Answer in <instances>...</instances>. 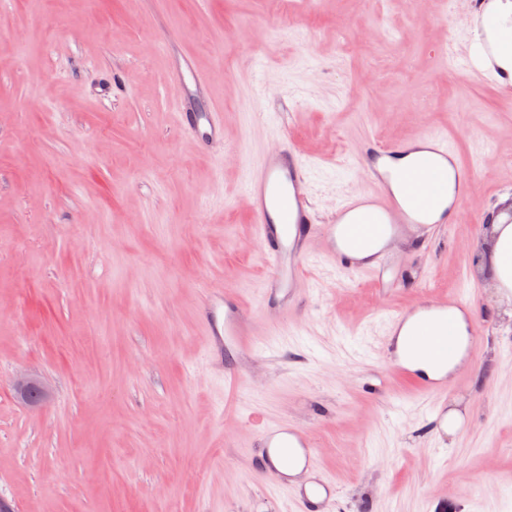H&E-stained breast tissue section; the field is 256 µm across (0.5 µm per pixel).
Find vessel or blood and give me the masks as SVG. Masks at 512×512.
Here are the masks:
<instances>
[{
	"mask_svg": "<svg viewBox=\"0 0 512 512\" xmlns=\"http://www.w3.org/2000/svg\"><path fill=\"white\" fill-rule=\"evenodd\" d=\"M171 74L178 87L175 106L180 125L188 127L196 139L223 142V112L193 109L197 99L208 95V74L200 70L192 55L184 50L174 53ZM419 145L423 150L418 153L415 145L409 143H365L360 160L369 186L347 197L329 224L315 221L304 192L306 169L295 145L287 137H280L249 165L244 200L257 226V242L273 266L263 296L266 309L287 313L293 300L291 286L294 279L303 274V260L312 239L317 236L323 240L320 254L326 260L345 272L371 277L376 285H383L388 271L385 256L376 253L362 260L355 257L353 251L364 245L370 236L397 231L402 224L421 223L423 217L438 206V192L431 177L439 163L446 162L452 167L454 200L466 197L469 170L458 161L448 136L431 132L421 138ZM412 152L419 155L417 166L394 173L389 160ZM397 183L410 197V207H403L399 202L393 190ZM199 319L203 336L214 347L224 341L242 344L247 333L240 305H225L223 292L216 289L205 291ZM410 344L440 359L452 357L457 350L455 337L438 334L427 318L420 322ZM262 443L267 448H287L295 444L305 449L309 446L304 433L290 425L265 427ZM306 464L311 484L306 488L291 487L292 501L297 512H325L335 495L334 483L320 471L314 456H307Z\"/></svg>",
	"mask_w": 512,
	"mask_h": 512,
	"instance_id": "1",
	"label": "vessel or blood"
}]
</instances>
